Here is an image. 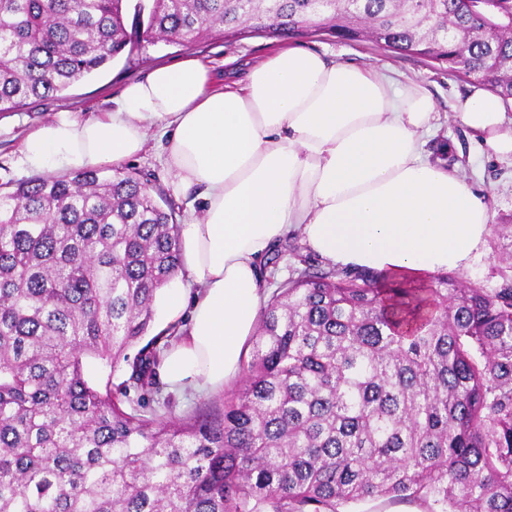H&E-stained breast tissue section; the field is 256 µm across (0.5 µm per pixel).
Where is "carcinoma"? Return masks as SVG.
I'll return each mask as SVG.
<instances>
[{
    "label": "carcinoma",
    "instance_id": "cac0c4a2",
    "mask_svg": "<svg viewBox=\"0 0 512 512\" xmlns=\"http://www.w3.org/2000/svg\"><path fill=\"white\" fill-rule=\"evenodd\" d=\"M136 0L134 31L326 32L437 63L512 98V0ZM126 0H0V112L62 92L132 44ZM174 208L135 171L0 192V512H512V273L385 288L304 268L261 313L236 400L157 420L86 363L156 384L171 326L137 354L182 267ZM494 259L512 270V224ZM130 368L126 364H122L115 372H111L110 368L100 361L91 360L86 366V375L90 383L105 391L106 385L112 390L124 389V383L130 376ZM342 510L354 512H422L416 503L406 501L366 500L351 504Z\"/></svg>",
    "mask_w": 512,
    "mask_h": 512
}]
</instances>
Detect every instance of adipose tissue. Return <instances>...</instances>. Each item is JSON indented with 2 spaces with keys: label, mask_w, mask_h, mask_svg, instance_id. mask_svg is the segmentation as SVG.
Instances as JSON below:
<instances>
[{
  "label": "adipose tissue",
  "mask_w": 512,
  "mask_h": 512,
  "mask_svg": "<svg viewBox=\"0 0 512 512\" xmlns=\"http://www.w3.org/2000/svg\"><path fill=\"white\" fill-rule=\"evenodd\" d=\"M457 117L489 152L512 159L502 97L475 90ZM439 120L418 84L296 47L212 88L196 58L154 66L99 119L62 112L28 133L19 171L120 165L162 141L185 202L184 285L163 288L169 323L188 318L161 374L171 389L238 378L265 300L260 261L289 230L331 265L422 282L466 267L489 213L456 171L430 163Z\"/></svg>",
  "instance_id": "adipose-tissue-1"
}]
</instances>
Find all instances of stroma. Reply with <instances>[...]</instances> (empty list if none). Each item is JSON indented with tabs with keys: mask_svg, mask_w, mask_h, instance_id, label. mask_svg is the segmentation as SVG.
Instances as JSON below:
<instances>
[{
	"mask_svg": "<svg viewBox=\"0 0 512 512\" xmlns=\"http://www.w3.org/2000/svg\"><path fill=\"white\" fill-rule=\"evenodd\" d=\"M281 39L266 35H251L231 41L206 38L195 46L185 48L176 44L139 41L133 53L113 60L99 73L85 78L60 95L37 100L27 107L0 114V188L9 189L20 181L17 160L27 133L68 111L88 118L103 112L112 99L118 98L124 87L144 79L154 65L170 64L184 55H192L210 71L215 87L224 85L226 64L245 68L262 62L268 53L281 46ZM298 47L361 68L389 66L400 81L411 80L430 95L440 115L437 130L427 138L424 153L429 160L440 162L450 169H459L485 202L491 222L486 242L476 252L468 266L457 275L465 281L491 280L496 274L497 261L492 258L497 240V227L512 220V161L500 160L478 145L479 137L455 116L456 106L473 89V82L448 74L438 65L416 57H394L371 41L345 43L328 35L299 39ZM277 263H265L264 273L283 282L295 269L310 267L328 269L329 264L310 251L298 231H290L281 245ZM236 386L210 392L193 388L173 391L164 381H157L151 392L129 390L131 401L137 402L140 413L164 417L206 416L223 412L225 402L236 393Z\"/></svg>",
	"mask_w": 512,
	"mask_h": 512,
	"instance_id": "stroma-1",
	"label": "stroma"
}]
</instances>
